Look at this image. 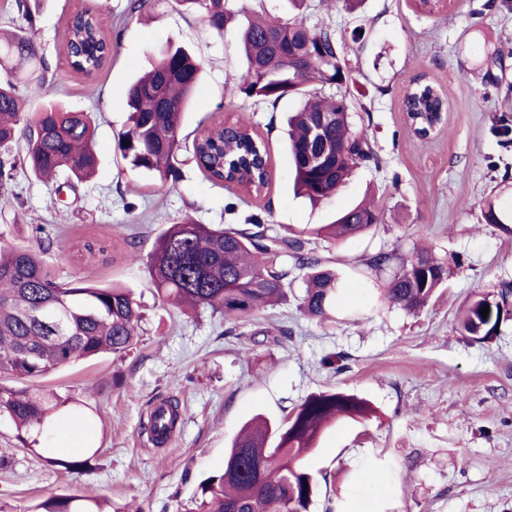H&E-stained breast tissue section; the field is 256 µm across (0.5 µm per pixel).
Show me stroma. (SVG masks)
<instances>
[{
    "instance_id": "35a3bbf8",
    "label": "stroma",
    "mask_w": 512,
    "mask_h": 512,
    "mask_svg": "<svg viewBox=\"0 0 512 512\" xmlns=\"http://www.w3.org/2000/svg\"><path fill=\"white\" fill-rule=\"evenodd\" d=\"M40 0L33 37L47 64L44 82L26 90L34 102H58L95 118L98 169L74 189L15 170L17 200L0 207L13 225L4 244L52 239L43 256L61 282L117 283L141 306L137 345L124 357L80 360L38 386L74 398L90 421L72 434L70 416L25 445L0 413V512H33L51 493L104 500L114 512H184L200 481L224 467V453L248 419L284 421L307 395L344 390L367 400L373 414L344 420L323 435L309 460L325 474L311 512H512V314L496 337L462 335L466 300L512 282V233L483 218L487 204L512 209V147L492 128L512 116V0H448L429 14L417 0H365L356 12L340 0L308 10L309 26L335 29L351 79L342 92L356 130L365 132L378 164L356 168L336 194L313 205L295 196L289 175L286 117L296 99L257 104L224 91L227 75L246 65L236 29L212 32L170 0ZM89 9L112 44L91 78L75 72L66 51L71 16ZM187 48L203 65L182 135L194 139L224 121L247 125L264 140L273 171L261 195L210 181L190 158L165 192L131 171L117 136L125 91L167 43ZM499 58L496 67L490 58ZM426 78L448 100L444 126L417 137L406 120L407 89ZM373 196L384 215L369 233L311 249L346 283L330 320L297 308L301 278L282 303L256 314L243 335L210 308L183 313L163 302L147 261H130L131 242L150 252L157 236L183 217L209 227L247 229L261 220L270 236H295ZM103 246L88 258L83 246ZM426 248L449 268L431 303L410 314L377 300L386 278L371 273L378 252L400 258ZM288 329L282 344L271 340ZM342 355L341 369L323 364ZM176 401L180 422L161 447L144 430L155 404ZM91 456L78 476L46 455ZM375 464L374 482L361 472Z\"/></svg>"
}]
</instances>
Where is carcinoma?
Instances as JSON below:
<instances>
[{
  "mask_svg": "<svg viewBox=\"0 0 512 512\" xmlns=\"http://www.w3.org/2000/svg\"><path fill=\"white\" fill-rule=\"evenodd\" d=\"M235 0H175V6L199 15L208 27L222 33L238 23L245 59L243 76L226 77L225 89L256 103L276 105L288 97L301 100L288 117V152L300 192L318 203L336 194L355 168L373 158L366 134L354 129L345 96L318 94L312 84L341 86L349 71L336 30L310 27L302 14L311 0H287L292 17H256L234 6ZM66 46L73 53L75 70L91 76L104 61V43L95 19L81 17L68 29ZM11 64V74L0 82V149L24 144L23 164L39 179L64 174L82 181L95 171L92 144L94 118L57 103H44L34 112L14 82L17 72L34 73L44 67L32 37L15 31L0 40V67ZM202 65L183 47H167L152 68L127 88L128 119L118 135V149L126 165L151 175L163 191L178 177L182 151V116L201 78ZM406 110L416 127L426 131L445 119L447 103L430 84L411 87ZM323 127L328 150L312 163L307 150L313 131ZM503 145L512 144V120L501 116L493 128ZM193 155L211 181L238 179L258 195L269 184L267 148L242 125L217 124L194 139ZM488 224L508 230L512 216L488 204ZM381 210L362 201L330 224L310 231L317 239L336 241L364 233L381 223ZM300 237H268L262 231L209 228L184 218L158 236L147 254L152 281L159 297L182 308L206 306L246 326L258 311L285 297L288 270L277 264L288 253L295 268L304 272L303 314L325 320L343 286L336 272L306 249ZM51 242L40 238L27 245L0 246V376L39 379L52 370L81 359L128 353L138 340L140 305L131 292L118 285L98 286L83 281L62 283L47 269L41 255ZM448 269L420 251L401 263L384 289L383 298L408 313L427 307L445 284ZM512 286L503 284L498 296H475L459 320L462 332L475 340L498 334L507 313ZM60 317L45 325L32 319L44 307ZM489 307L488 317L481 310ZM29 349L34 355L22 354ZM71 399L54 392L32 393L26 388L0 384V413L7 414L17 431L29 434L51 426L53 417L70 407ZM178 404L155 407L149 418L153 441L174 430ZM370 404L346 391L309 394L282 423L262 416L252 418L235 436L224 455L223 471L199 483L194 512H310L317 477L307 460L318 449L321 436L341 419H365ZM68 473L90 470L88 460L49 458ZM34 512H103L95 500L78 494H51Z\"/></svg>",
  "mask_w": 512,
  "mask_h": 512,
  "instance_id": "cac0c4a2",
  "label": "carcinoma"
}]
</instances>
